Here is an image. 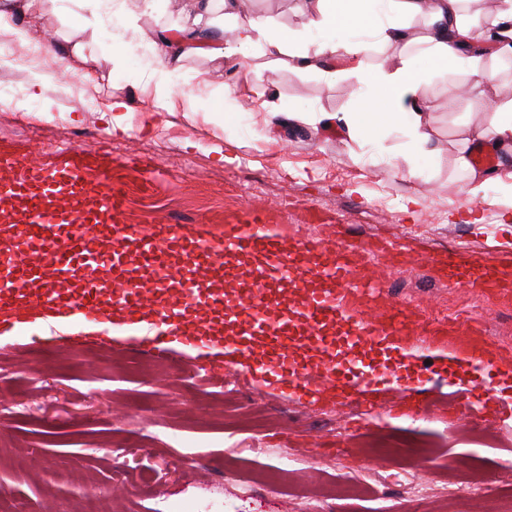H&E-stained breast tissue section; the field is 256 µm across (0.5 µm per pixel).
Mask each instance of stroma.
<instances>
[{"instance_id": "35a3bbf8", "label": "stroma", "mask_w": 512, "mask_h": 512, "mask_svg": "<svg viewBox=\"0 0 512 512\" xmlns=\"http://www.w3.org/2000/svg\"><path fill=\"white\" fill-rule=\"evenodd\" d=\"M262 14L281 29L313 42L323 32L307 0H252L236 18L215 0L211 17L228 29ZM177 21L171 0H158L136 28L112 29V50L88 48L84 58L47 44L41 25L22 19L39 59L15 65L22 53L0 32V144L35 155L61 147L103 150L116 163L112 180L128 197V224H205L210 229L245 219L254 207L273 223L316 237L342 224L337 247L381 235L407 238L427 252L459 247L474 276L492 265V250L512 252V183L491 182L476 197L461 192L468 177L457 165L472 147L467 129L486 125L478 103L460 99L469 74L456 70L430 86L431 149L413 153L401 132L378 130L347 137L302 113L354 110L364 97L348 75L328 79L275 63L257 48L252 64L274 66L253 84L234 57H172L162 35ZM151 55L134 56V42ZM169 59L183 92L197 96L187 110L181 95L155 98L142 75L155 58ZM45 75L33 86L34 75ZM421 170L406 176V156ZM368 274L361 305L377 301L405 312H441L458 321L483 322L482 337L512 346V301L442 281L423 267L399 265L390 254L364 255ZM136 352L110 350L96 339L60 348L26 326L0 339V379L7 381L9 420L0 427V512L25 501L30 512H79L85 492L110 512H160L173 500L187 512H302L306 501L330 489V512H426L411 484L424 486L442 512H499L512 505V416L483 437L481 421L451 406L461 379L472 371L435 363L431 398L436 414L372 416L344 440L346 453L315 446L325 420L342 423L349 408L337 400L300 403L261 387L228 397L186 359L162 361L158 370L135 369ZM389 440L425 444L437 461L423 465ZM195 453L205 468L180 465ZM303 463L280 471L288 454ZM454 482L455 496L443 485Z\"/></svg>"}]
</instances>
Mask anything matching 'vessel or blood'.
I'll use <instances>...</instances> for the list:
<instances>
[{"mask_svg": "<svg viewBox=\"0 0 512 512\" xmlns=\"http://www.w3.org/2000/svg\"><path fill=\"white\" fill-rule=\"evenodd\" d=\"M12 170L0 183V207L18 220L10 230L22 258L0 267L10 287L0 288V337L16 335L22 325L41 324L51 341L68 344L64 332L80 322L112 332L113 346L136 350L148 357H188L209 360L206 376L223 377L233 371L285 397L319 401L357 395L377 403L383 395L410 410L430 408L422 398L426 369L407 373L412 354L406 336L441 337L448 360L478 372L473 387L462 388L455 403L463 415L480 414L483 421L503 417L507 406L497 395L496 380L512 371L499 349L476 343L473 331L459 332L456 321L432 324L408 317L393 307L348 305L351 274L363 252H374L375 242L330 248L328 240L301 237L295 243L278 234L265 212L256 211L246 224H229L220 238L200 225L155 224L148 232L123 224L124 191L112 185L109 154L84 150L60 151L41 159L25 150H0V168ZM120 249H113V241ZM251 257L263 260L259 274L242 278L219 268L220 287L203 289L187 279L188 304L153 313L144 285L130 276L126 257L137 254L142 267L157 268L177 258ZM40 257L57 275L73 269L83 273L85 286L73 300L55 297L54 283L26 296L31 276L25 254ZM439 278H453L468 264L463 253L424 254L419 258ZM304 291L303 299L283 309L279 292L287 283ZM200 308L208 329L192 327L187 316ZM260 336L264 347L241 364L242 336ZM316 336L320 363L293 360L292 336Z\"/></svg>", "mask_w": 512, "mask_h": 512, "instance_id": "1", "label": "vessel or blood"}]
</instances>
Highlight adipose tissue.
<instances>
[{
  "instance_id": "adipose-tissue-1",
  "label": "adipose tissue",
  "mask_w": 512,
  "mask_h": 512,
  "mask_svg": "<svg viewBox=\"0 0 512 512\" xmlns=\"http://www.w3.org/2000/svg\"><path fill=\"white\" fill-rule=\"evenodd\" d=\"M48 3L49 0H0V28H12L16 43L26 46L25 29L11 25L13 15L18 13L39 20L46 34H55ZM309 4L316 15V26L331 32V39L301 46L288 31L275 28L269 18L255 15L238 24L229 39L221 42L209 32L211 0H188L182 22L169 37L168 46L180 56L237 55L247 60L255 46L263 43L270 55L286 57L289 67L314 70L333 78L337 75L338 60L364 51L362 34H372L377 41L387 44L420 40L427 46L429 70L416 69L406 56L375 69L357 66L351 72L355 84L361 88L380 87L382 95L362 101L356 111L327 115L328 126L350 135L367 127L376 130L389 127L405 132L415 151H425L430 139L424 128L431 120L426 90L444 74L464 67L469 75L478 76L479 81L461 87V98L468 103H484L490 114L488 126L474 130L472 140L490 153H512V98H489L488 90L496 74L473 53L471 27L463 15L462 0H309ZM402 15L426 16L429 35L416 37L406 25L399 23Z\"/></svg>"
}]
</instances>
